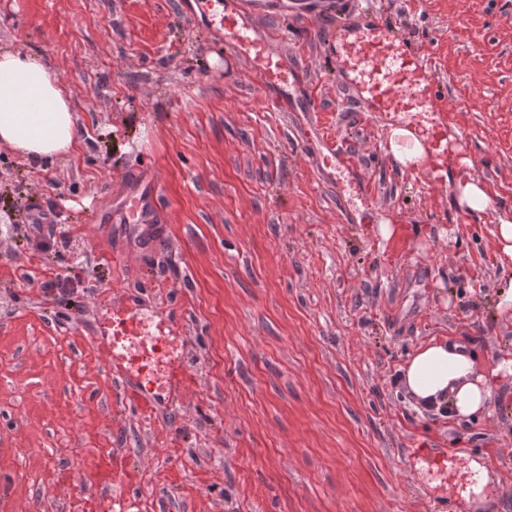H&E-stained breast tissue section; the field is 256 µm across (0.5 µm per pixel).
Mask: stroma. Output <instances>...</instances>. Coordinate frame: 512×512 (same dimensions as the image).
Segmentation results:
<instances>
[{
  "instance_id": "obj_1",
  "label": "stroma",
  "mask_w": 512,
  "mask_h": 512,
  "mask_svg": "<svg viewBox=\"0 0 512 512\" xmlns=\"http://www.w3.org/2000/svg\"><path fill=\"white\" fill-rule=\"evenodd\" d=\"M183 2L0 0V49L51 66L78 127L49 160L0 147V512H105L104 452L126 458L138 512H512V378L461 422L396 383L431 340L512 357L493 234L512 221V0H355L397 21L445 87L456 160L437 179L394 161L390 120L336 75L333 15L255 21L306 74L302 114L273 108ZM317 134L351 156L339 177L312 155ZM145 163L167 237L128 255L95 218ZM472 178L481 212L456 203ZM115 304L172 318L189 376L174 406L128 413L97 344ZM418 446L454 481L415 464ZM456 200L461 208L470 211H482L489 203V197L484 185L475 179L457 183Z\"/></svg>"
}]
</instances>
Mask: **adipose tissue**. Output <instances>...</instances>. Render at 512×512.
<instances>
[{
  "label": "adipose tissue",
  "instance_id": "1",
  "mask_svg": "<svg viewBox=\"0 0 512 512\" xmlns=\"http://www.w3.org/2000/svg\"><path fill=\"white\" fill-rule=\"evenodd\" d=\"M77 137L75 115L58 76L32 56L0 50V145L36 160L66 152ZM512 358L481 367L459 343L432 341L402 367L400 386L433 410L470 420L490 412Z\"/></svg>",
  "mask_w": 512,
  "mask_h": 512
}]
</instances>
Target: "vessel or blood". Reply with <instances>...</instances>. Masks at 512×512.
<instances>
[{
	"instance_id": "b4317fda",
	"label": "vessel or blood",
	"mask_w": 512,
	"mask_h": 512,
	"mask_svg": "<svg viewBox=\"0 0 512 512\" xmlns=\"http://www.w3.org/2000/svg\"><path fill=\"white\" fill-rule=\"evenodd\" d=\"M322 8L321 0H195L185 19L190 23L204 19L223 37L247 61L261 84L276 90V109L310 112L314 105L300 90L301 72L287 53L277 48L276 37L257 30L255 20L261 15H293ZM333 48L337 72L356 88L368 110L380 117L398 118L418 133L431 154L430 172L441 174L448 166V140L446 124L436 118L433 109L441 90L422 51L377 14L341 10L336 13ZM318 161L327 171L352 165L351 157L338 145L326 147ZM159 196L155 170L135 168L119 178L99 221L123 225L134 249H153L165 235ZM146 325L173 347L164 362L163 382L157 386L145 383L140 367L123 348L124 340ZM98 343L109 356L112 374L123 380L134 410L153 411L181 397L188 381L187 365L168 315L142 305L112 307L104 317ZM96 467L101 484L112 490L110 512H130L127 492L133 480L128 462L107 453L100 456Z\"/></svg>"
}]
</instances>
